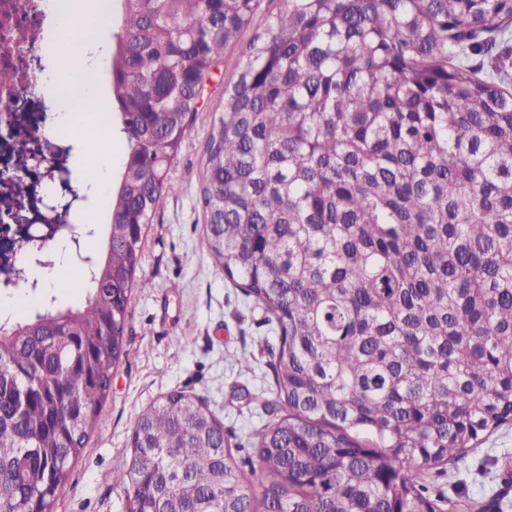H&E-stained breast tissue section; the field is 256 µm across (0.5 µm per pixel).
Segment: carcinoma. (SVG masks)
Masks as SVG:
<instances>
[{"label": "carcinoma", "instance_id": "obj_1", "mask_svg": "<svg viewBox=\"0 0 512 512\" xmlns=\"http://www.w3.org/2000/svg\"><path fill=\"white\" fill-rule=\"evenodd\" d=\"M126 140L84 301L0 318V512H53L131 357L142 241L203 80L260 0H119ZM204 147L208 250L270 314L269 420L139 416L128 512H443L427 471L512 425V0H283ZM259 474L256 483L245 472Z\"/></svg>", "mask_w": 512, "mask_h": 512}]
</instances>
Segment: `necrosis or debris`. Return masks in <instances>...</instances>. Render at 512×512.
<instances>
[{"label": "necrosis or debris", "mask_w": 512, "mask_h": 512, "mask_svg": "<svg viewBox=\"0 0 512 512\" xmlns=\"http://www.w3.org/2000/svg\"><path fill=\"white\" fill-rule=\"evenodd\" d=\"M46 15L41 0H0V68L12 74L0 85V129L10 128L8 140H0V167L28 171L30 177L15 184L0 179V288L30 289L34 280L17 259L22 240L16 233L23 223V203L29 195L44 199L52 178L46 174L43 145L31 141L28 129L37 119L29 110L38 96L45 46Z\"/></svg>", "instance_id": "1"}]
</instances>
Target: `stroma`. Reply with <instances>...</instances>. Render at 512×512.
<instances>
[{"mask_svg": "<svg viewBox=\"0 0 512 512\" xmlns=\"http://www.w3.org/2000/svg\"><path fill=\"white\" fill-rule=\"evenodd\" d=\"M282 0H263L262 17L224 52L205 80L193 132L169 176L178 191L154 216L143 242L142 287L133 292L127 325L130 361L120 364L98 424L72 466L55 512H127V493L112 481L130 450L140 412L173 390L205 400L224 422L232 442H246L266 420L260 399L273 387L270 352L279 338L265 311L225 279L210 255L200 201L203 148L224 109V85L238 60L264 29V14ZM252 354L250 367L239 365ZM434 492L458 512H512V425L484 438L461 461L431 470Z\"/></svg>", "mask_w": 512, "mask_h": 512, "instance_id": "stroma-1", "label": "stroma"}]
</instances>
